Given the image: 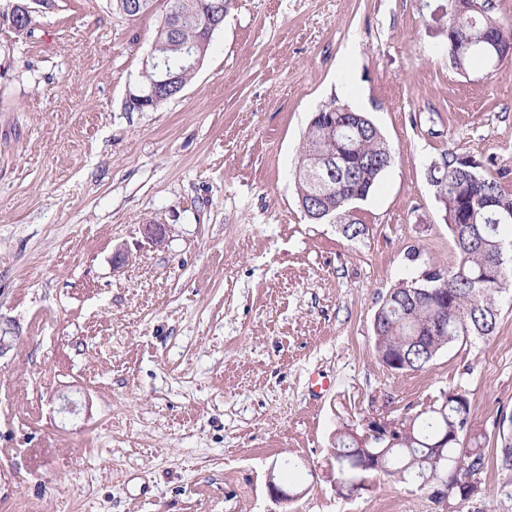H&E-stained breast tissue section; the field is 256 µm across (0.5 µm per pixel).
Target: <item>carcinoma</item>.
<instances>
[{
  "label": "carcinoma",
  "instance_id": "obj_1",
  "mask_svg": "<svg viewBox=\"0 0 512 512\" xmlns=\"http://www.w3.org/2000/svg\"><path fill=\"white\" fill-rule=\"evenodd\" d=\"M128 16L148 12L155 0H114ZM166 13L155 43L168 66L179 75V85L162 87L153 108L177 96L193 78L195 70L183 64L192 48L201 43L203 28L209 22L223 25L224 5L229 0H165ZM482 10H463L448 15V44L454 45L462 60V71L473 65L495 69L512 59L499 53L497 46L512 44V25L500 22L492 13L491 0H480ZM334 104L321 109L299 150L295 184L299 203L307 217L324 208L328 218L345 225V231L359 234L356 220L343 216L342 202L350 197L366 200L382 174L390 166L392 153L379 129L364 113L353 111L347 123L328 119ZM353 141L349 164L337 170L323 185L316 176V156L331 145ZM440 163L447 176L437 188L445 211L448 234L454 244L455 260L447 267H433L431 288L420 295L403 286L381 303L375 313V353L388 365L401 363L403 371H420L444 348L458 340L485 338L498 324L496 297L512 289V265H497V244L512 241V195L498 181L480 174L469 179L458 171L457 155L448 151ZM324 195L313 204L315 194ZM393 442L384 454L381 473L406 484L421 485L426 479L448 485L450 512H459L464 490L481 483L487 468L486 436L472 429L469 393L450 388L414 414L394 420ZM448 437V447L437 449L434 442ZM336 455L327 456L330 477L337 492L351 498L361 494L368 471L356 468L350 451L370 455L377 447L369 443L355 448L351 430L336 433ZM502 482L497 494L512 500V417L509 426L499 425L495 441Z\"/></svg>",
  "mask_w": 512,
  "mask_h": 512
}]
</instances>
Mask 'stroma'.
<instances>
[{
    "mask_svg": "<svg viewBox=\"0 0 512 512\" xmlns=\"http://www.w3.org/2000/svg\"><path fill=\"white\" fill-rule=\"evenodd\" d=\"M164 15L56 0L33 36L0 30V512H279L266 478L287 459L288 512H448L374 473L347 499L323 472L338 429L449 387L486 436L512 414V292L493 336L416 372L376 359L373 328L453 261L433 162L475 157L512 194V63L452 68L448 0H235L182 92L130 110ZM334 101L394 154L354 238L294 185Z\"/></svg>",
    "mask_w": 512,
    "mask_h": 512,
    "instance_id": "obj_1",
    "label": "stroma"
}]
</instances>
